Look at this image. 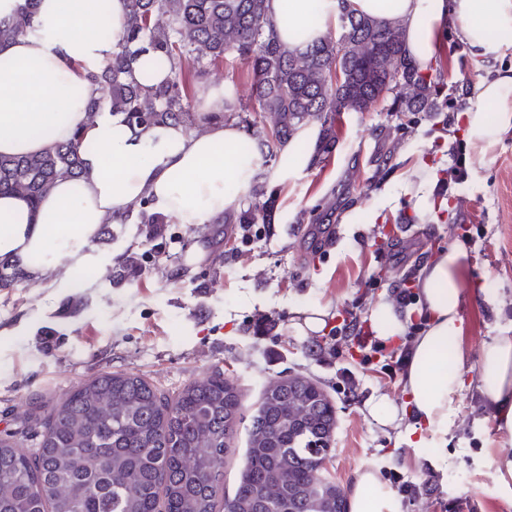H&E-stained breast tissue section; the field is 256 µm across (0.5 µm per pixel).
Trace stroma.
I'll return each instance as SVG.
<instances>
[{"mask_svg": "<svg viewBox=\"0 0 512 512\" xmlns=\"http://www.w3.org/2000/svg\"><path fill=\"white\" fill-rule=\"evenodd\" d=\"M432 65L457 115L451 127L424 120L394 146L390 101L341 113L335 142L314 168L279 184L275 162L262 163L260 182L276 208L252 242L242 241L236 224L194 227L172 219L158 228L132 220L110 225L100 246L135 257L137 274L80 272L88 286L78 309L47 285L0 289V437L19 432L36 406L102 373L138 374L172 395L220 370L239 387L248 414L272 381L300 374L336 408L323 474L342 490L358 469L386 468L417 486L400 495L402 512H512L492 466L512 437L486 416L476 389L458 397L455 423L437 452L407 445L367 410L380 396L402 404L405 371L394 363L410 343L406 336L384 341L367 355L358 335L370 333L373 305L460 241L462 225L473 239L462 277L467 345L476 351L512 330V266L500 257L512 224V129L488 155L467 151V180L451 193L432 192L430 211L416 212L408 196L422 177L438 182L453 165L450 148L467 139L462 114L477 103L474 86L512 67V47L496 61H475L447 23ZM208 83L224 86L235 103L253 101L251 71L239 60H225ZM196 243L208 257L191 265L187 252ZM314 305L325 312L324 328L297 335L293 323Z\"/></svg>", "mask_w": 512, "mask_h": 512, "instance_id": "stroma-1", "label": "stroma"}]
</instances>
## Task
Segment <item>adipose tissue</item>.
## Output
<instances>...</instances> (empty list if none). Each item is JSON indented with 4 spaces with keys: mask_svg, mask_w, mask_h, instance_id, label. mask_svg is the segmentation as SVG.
I'll return each instance as SVG.
<instances>
[{
    "mask_svg": "<svg viewBox=\"0 0 512 512\" xmlns=\"http://www.w3.org/2000/svg\"><path fill=\"white\" fill-rule=\"evenodd\" d=\"M94 0H39L35 33L0 42V155L44 152L82 137L80 177L58 181L39 203L18 194L0 195V264L20 270L26 284L50 283L71 293L79 288L75 271L112 266L118 255L96 247L102 225L122 223L130 206L149 199L154 211L179 223L201 226L238 209L259 169L258 153L238 154L241 129L224 119V92L201 94L210 121L196 133L184 124L130 128L124 114L86 79L112 60L124 29V4L111 0L97 12ZM354 10L377 19L394 17L404 27L407 57L428 67L446 19H454L472 57L488 61L512 46V0H351ZM266 16L279 40L302 47L325 34L336 19V0H265ZM111 37H102V30ZM478 106L465 114L467 137L479 152L492 150L512 128V70L497 71L477 85ZM97 111H90L91 101ZM320 129H303L284 144L274 171L276 181L312 166ZM468 257L455 242L421 269L425 325L406 359L403 406L387 399L368 411L381 426L410 423V444L428 445L447 435L453 404L467 386L469 350L461 270ZM477 382L484 406L498 428L512 437V336H496L477 357ZM349 512H402L395 493L369 467L355 475Z\"/></svg>",
    "mask_w": 512,
    "mask_h": 512,
    "instance_id": "ef3b65f1",
    "label": "adipose tissue"
}]
</instances>
